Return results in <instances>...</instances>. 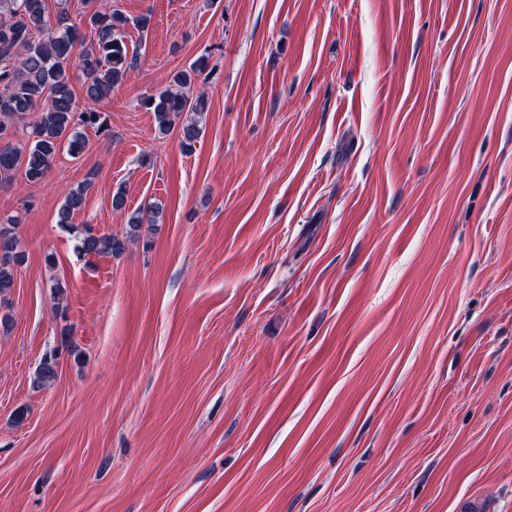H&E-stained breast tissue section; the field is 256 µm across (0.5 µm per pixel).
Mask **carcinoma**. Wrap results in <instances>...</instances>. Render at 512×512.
Wrapping results in <instances>:
<instances>
[{
  "label": "carcinoma",
  "instance_id": "obj_1",
  "mask_svg": "<svg viewBox=\"0 0 512 512\" xmlns=\"http://www.w3.org/2000/svg\"><path fill=\"white\" fill-rule=\"evenodd\" d=\"M50 14L47 0H0V178L21 173L27 182L40 183L50 173L61 148L76 158L86 147V130H106L105 113L98 106L112 96L134 66L137 48L129 47L125 29L132 25L146 32L151 16L129 18L116 0H77L84 25L72 22L70 0H57ZM204 52L185 69L175 72L167 87L146 96L142 103L153 112L155 131L161 136L178 130L180 145L188 153L197 143L202 115L208 111L204 93L196 91L200 78L211 69ZM80 83L85 100L79 106L73 83ZM37 114L27 128L18 123ZM93 187L88 177L69 191L58 211V224L72 227V219ZM160 207L153 204L127 216L122 235L99 233L88 224L78 231L82 255H123L140 238L145 224H154ZM19 214L0 215V304L15 287V270L25 261L17 235ZM54 309L67 308V285L53 280ZM58 374V356L51 352L37 366L33 385L47 387Z\"/></svg>",
  "mask_w": 512,
  "mask_h": 512
}]
</instances>
